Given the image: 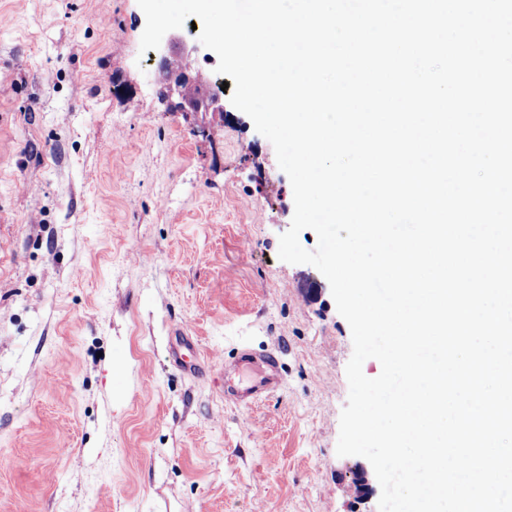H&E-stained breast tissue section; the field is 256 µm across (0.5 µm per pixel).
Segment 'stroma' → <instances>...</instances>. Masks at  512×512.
<instances>
[{
    "instance_id": "obj_1",
    "label": "stroma",
    "mask_w": 512,
    "mask_h": 512,
    "mask_svg": "<svg viewBox=\"0 0 512 512\" xmlns=\"http://www.w3.org/2000/svg\"><path fill=\"white\" fill-rule=\"evenodd\" d=\"M144 27L137 0H0V512H376L336 453L350 326L278 257L291 183L232 104L206 140L168 110ZM244 348L280 360L249 405Z\"/></svg>"
}]
</instances>
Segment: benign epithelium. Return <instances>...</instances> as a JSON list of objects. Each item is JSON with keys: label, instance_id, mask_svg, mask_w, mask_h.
<instances>
[{"label": "benign epithelium", "instance_id": "1", "mask_svg": "<svg viewBox=\"0 0 512 512\" xmlns=\"http://www.w3.org/2000/svg\"><path fill=\"white\" fill-rule=\"evenodd\" d=\"M157 61V71L162 84L170 93L177 96L175 108L186 114L210 112L224 117V93L217 85L204 81V78L191 64V53L178 38L168 36L166 41L153 51ZM197 88L194 97L184 96L183 89L188 86Z\"/></svg>", "mask_w": 512, "mask_h": 512}]
</instances>
